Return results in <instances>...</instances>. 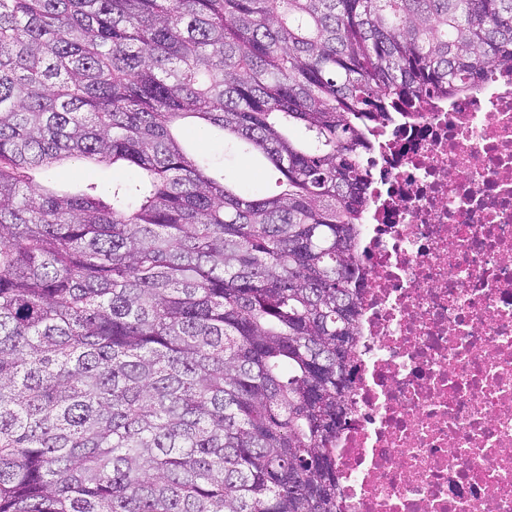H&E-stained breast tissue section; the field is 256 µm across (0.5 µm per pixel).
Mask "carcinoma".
<instances>
[{"label":"carcinoma","instance_id":"1","mask_svg":"<svg viewBox=\"0 0 512 512\" xmlns=\"http://www.w3.org/2000/svg\"><path fill=\"white\" fill-rule=\"evenodd\" d=\"M490 68L512 0H0V512H337L367 126ZM197 147L211 162L213 175H224L226 181L251 191L275 189V172L270 165L242 152H226L224 155V142L219 139H210L205 146L197 141ZM34 179L59 190L76 191L89 183H97L101 189L112 185V182H132L138 172L131 167L108 165L88 167L81 162L68 161L46 171H35Z\"/></svg>","mask_w":512,"mask_h":512}]
</instances>
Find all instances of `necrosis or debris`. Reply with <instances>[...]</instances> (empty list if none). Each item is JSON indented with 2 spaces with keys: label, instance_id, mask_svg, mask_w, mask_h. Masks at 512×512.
Here are the masks:
<instances>
[{
  "label": "necrosis or debris",
  "instance_id": "4bbe7bcc",
  "mask_svg": "<svg viewBox=\"0 0 512 512\" xmlns=\"http://www.w3.org/2000/svg\"><path fill=\"white\" fill-rule=\"evenodd\" d=\"M340 512H512V75L378 120Z\"/></svg>",
  "mask_w": 512,
  "mask_h": 512
}]
</instances>
